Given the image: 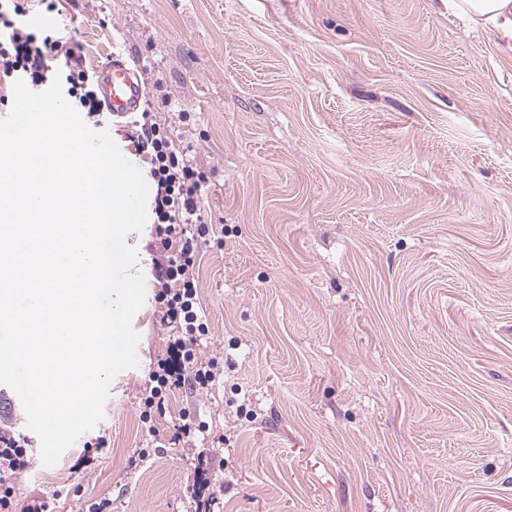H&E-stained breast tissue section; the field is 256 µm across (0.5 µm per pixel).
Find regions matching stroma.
Masks as SVG:
<instances>
[{
    "mask_svg": "<svg viewBox=\"0 0 512 512\" xmlns=\"http://www.w3.org/2000/svg\"><path fill=\"white\" fill-rule=\"evenodd\" d=\"M17 2L78 30L83 68L143 72L205 174L198 356H224L142 419L168 329L155 227L127 235L138 365L51 467L0 398L32 461L17 497L188 512L198 459L172 436L191 416L224 434L220 512H512V50L446 0ZM86 123L147 170L128 120Z\"/></svg>",
    "mask_w": 512,
    "mask_h": 512,
    "instance_id": "obj_1",
    "label": "stroma"
}]
</instances>
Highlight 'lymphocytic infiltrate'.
Returning a JSON list of instances; mask_svg holds the SVG:
<instances>
[{
	"label": "lymphocytic infiltrate",
	"mask_w": 512,
	"mask_h": 512,
	"mask_svg": "<svg viewBox=\"0 0 512 512\" xmlns=\"http://www.w3.org/2000/svg\"><path fill=\"white\" fill-rule=\"evenodd\" d=\"M73 55L62 37L32 31L22 11H0V73L29 82L34 88L60 79L80 108L99 115L103 105L93 77L73 64ZM135 125L139 130L136 149L148 154L149 174L156 184L152 213L159 248L165 255L158 270L157 300L164 308L162 321L172 331L165 358L158 360L149 374L152 387L144 405L151 409L161 399L163 389H178L188 381L195 388H208L223 368L224 359L214 355L202 360L197 354L209 335L208 320L198 305L196 279L200 244L209 233L200 206V189L206 177L179 158L169 129L153 121L149 112H142ZM29 466L25 439L0 429V512H47L46 501H22L15 494L13 480Z\"/></svg>",
	"instance_id": "obj_1"
}]
</instances>
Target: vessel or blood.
Segmentation results:
<instances>
[{
	"mask_svg": "<svg viewBox=\"0 0 512 512\" xmlns=\"http://www.w3.org/2000/svg\"><path fill=\"white\" fill-rule=\"evenodd\" d=\"M95 79L104 110L112 118H124L142 109L145 83L141 74L119 55L97 64Z\"/></svg>",
	"mask_w": 512,
	"mask_h": 512,
	"instance_id": "b4317fda",
	"label": "vessel or blood"
}]
</instances>
